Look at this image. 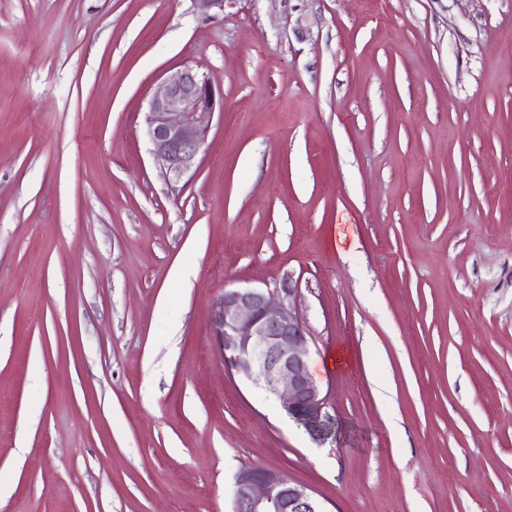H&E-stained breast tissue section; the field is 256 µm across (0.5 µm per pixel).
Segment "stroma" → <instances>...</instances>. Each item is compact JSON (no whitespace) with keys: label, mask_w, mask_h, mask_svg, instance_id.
Returning a JSON list of instances; mask_svg holds the SVG:
<instances>
[{"label":"stroma","mask_w":512,"mask_h":512,"mask_svg":"<svg viewBox=\"0 0 512 512\" xmlns=\"http://www.w3.org/2000/svg\"><path fill=\"white\" fill-rule=\"evenodd\" d=\"M224 92L171 188L147 103ZM296 290L327 433L222 366ZM512 512V0H0V512ZM233 512H323L309 489L265 467H243L233 478Z\"/></svg>","instance_id":"stroma-1"}]
</instances>
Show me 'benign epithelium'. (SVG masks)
Listing matches in <instances>:
<instances>
[{"instance_id": "obj_1", "label": "benign epithelium", "mask_w": 512, "mask_h": 512, "mask_svg": "<svg viewBox=\"0 0 512 512\" xmlns=\"http://www.w3.org/2000/svg\"><path fill=\"white\" fill-rule=\"evenodd\" d=\"M224 112V94L194 65L169 72L146 112L151 154L175 188L201 163L215 114ZM295 289L276 295L258 288L220 295L210 332L224 368L276 396L288 415L319 438L324 398L309 370L305 326L293 305ZM233 512H322L309 489L265 467H243L233 478Z\"/></svg>"}]
</instances>
